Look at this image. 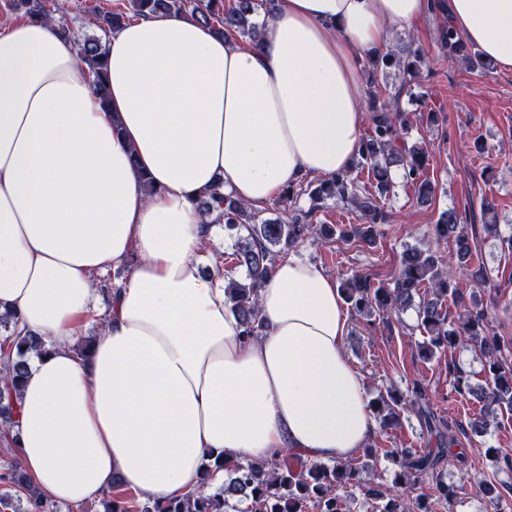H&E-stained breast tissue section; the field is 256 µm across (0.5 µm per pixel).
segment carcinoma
<instances>
[{
  "label": "carcinoma",
  "mask_w": 512,
  "mask_h": 512,
  "mask_svg": "<svg viewBox=\"0 0 512 512\" xmlns=\"http://www.w3.org/2000/svg\"><path fill=\"white\" fill-rule=\"evenodd\" d=\"M43 0H12L10 7L22 11L29 18L51 19L43 10ZM133 14H183L204 26L216 23L221 26L217 33L229 37L235 33L261 40L265 24L254 21L258 10L265 15L274 12L276 0H235L226 6L225 0H130ZM125 23L121 12L102 17L99 29L108 34ZM442 47L454 56L469 59L464 42L450 27L439 30ZM78 57L94 76V86L101 103H107V62L102 51L100 37L81 40L74 37ZM418 51L405 56L389 53L381 58L368 60L369 66L396 68L402 82L413 77ZM408 130L406 117L394 101L388 99L374 108L372 127L363 138L357 165L368 169L380 194H387L393 187V171L399 170L403 181L414 187L416 201L426 204L435 193V186L426 175L427 149L422 145L408 147L403 135ZM309 195L317 204L336 199L358 209L365 223L349 227L333 228L327 224H312L307 216L295 212L292 203L301 195ZM280 215L274 219H259L258 213L245 206L232 195L224 193V182L212 186L200 200L202 211L214 216V222L224 225L228 234L247 232L237 260L247 270L246 280L227 278L225 292L232 310L241 318L245 336H257L261 328L258 308V289L269 267L276 261L279 251L275 247L290 249L308 239L330 240L334 237L346 242L355 241L367 246L376 242L375 225L382 224L386 215L376 197L360 195L359 187L350 174H338L313 183L303 180L280 192L276 201ZM437 245H455V261L444 262L442 256L431 248L411 247L399 259L398 275L389 286H377L362 273L355 271L341 279L344 300L360 316L370 323L377 317H385L418 302V327L424 334L419 345L423 360L434 358L443 348H455L460 344L479 350L484 358L487 385L474 387L469 376L455 366H448L455 392H468L487 402L493 409L512 412V361L504 355L496 336L485 325V311L477 298L460 307L451 318L443 311V302L453 299L461 302L460 281L470 275L472 249L464 225L459 223L455 212H444L434 225ZM42 340L18 329L15 316L0 314V428L4 431L16 426L18 410L14 396L26 374V355L38 352ZM429 398L424 388L416 386L413 396L388 389L374 398L370 404L372 414L385 428L399 424L401 414L414 412L423 419L426 433L437 440L438 448L427 451L402 448L390 452L392 462L399 468L394 484L361 487L357 482L360 471L376 460L377 450L368 447L359 457L348 462L307 463L302 457L286 452L262 467L251 463L229 464L221 455H208L203 463L202 477L197 489L181 497L169 500H147L139 506L140 512H227L228 500L246 504L243 512H304L307 504H313L317 512H347L346 499L336 493L339 487H361L366 499L376 512H431L429 496L411 497L405 485L431 483L432 496L448 501L455 497L439 477V466L455 444L454 436L444 431V425L427 409ZM224 470V485L208 493L211 473ZM0 512H52L48 500L39 497L28 475L18 460H13L0 473Z\"/></svg>",
  "instance_id": "cac0c4a2"
}]
</instances>
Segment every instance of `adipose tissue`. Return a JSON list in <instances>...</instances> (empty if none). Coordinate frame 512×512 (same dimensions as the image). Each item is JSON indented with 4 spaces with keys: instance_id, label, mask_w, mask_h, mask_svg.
I'll return each instance as SVG.
<instances>
[{
    "instance_id": "adipose-tissue-1",
    "label": "adipose tissue",
    "mask_w": 512,
    "mask_h": 512,
    "mask_svg": "<svg viewBox=\"0 0 512 512\" xmlns=\"http://www.w3.org/2000/svg\"><path fill=\"white\" fill-rule=\"evenodd\" d=\"M441 11L512 71V0H276L244 47L186 15L140 16L104 40L105 104L53 21L0 30V313L45 343L12 431L42 498L79 504L117 479L163 501L195 489L210 452L260 465L365 448L374 422L344 352L338 280L278 259L258 293L261 333L245 338L223 272H201L214 226L197 202L220 180L260 209L305 177L348 171L362 59ZM131 256L78 354L98 278Z\"/></svg>"
}]
</instances>
